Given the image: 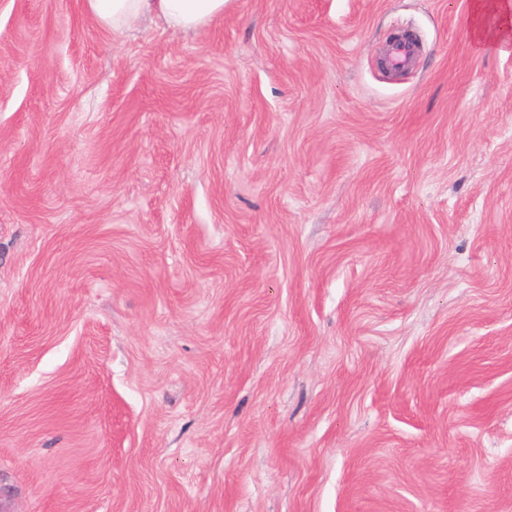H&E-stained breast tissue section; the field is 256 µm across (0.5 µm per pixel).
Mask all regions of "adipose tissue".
<instances>
[{"label": "adipose tissue", "instance_id": "ef3b65f1", "mask_svg": "<svg viewBox=\"0 0 512 512\" xmlns=\"http://www.w3.org/2000/svg\"><path fill=\"white\" fill-rule=\"evenodd\" d=\"M227 0H83L85 13L104 29L122 33L142 18L180 31H198L223 17ZM467 34L475 50L512 43V0H472Z\"/></svg>", "mask_w": 512, "mask_h": 512}]
</instances>
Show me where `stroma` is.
<instances>
[{
  "label": "stroma",
  "mask_w": 512,
  "mask_h": 512,
  "mask_svg": "<svg viewBox=\"0 0 512 512\" xmlns=\"http://www.w3.org/2000/svg\"><path fill=\"white\" fill-rule=\"evenodd\" d=\"M470 2L0 0L9 512H512V46ZM228 0H83L85 13L112 33H122L142 18L180 31H198L224 16ZM467 34L476 51L489 45L507 46L512 42V2L473 0Z\"/></svg>",
  "instance_id": "stroma-1"
}]
</instances>
